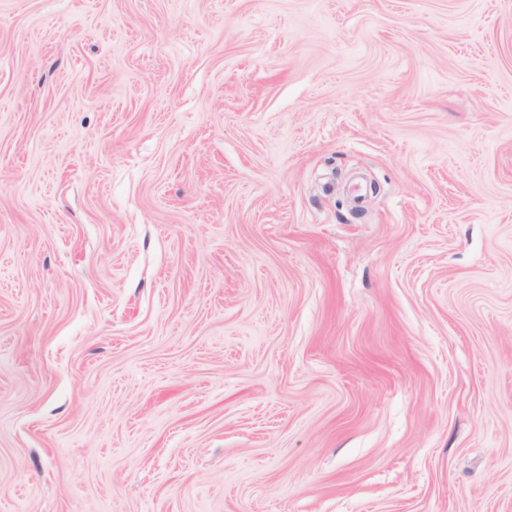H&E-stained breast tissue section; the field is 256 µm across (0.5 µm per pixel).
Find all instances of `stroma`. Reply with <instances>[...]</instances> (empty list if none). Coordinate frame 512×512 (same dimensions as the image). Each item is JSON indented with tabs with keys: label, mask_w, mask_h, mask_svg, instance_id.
<instances>
[{
	"label": "stroma",
	"mask_w": 512,
	"mask_h": 512,
	"mask_svg": "<svg viewBox=\"0 0 512 512\" xmlns=\"http://www.w3.org/2000/svg\"><path fill=\"white\" fill-rule=\"evenodd\" d=\"M0 512H512V0H0Z\"/></svg>",
	"instance_id": "1"
}]
</instances>
